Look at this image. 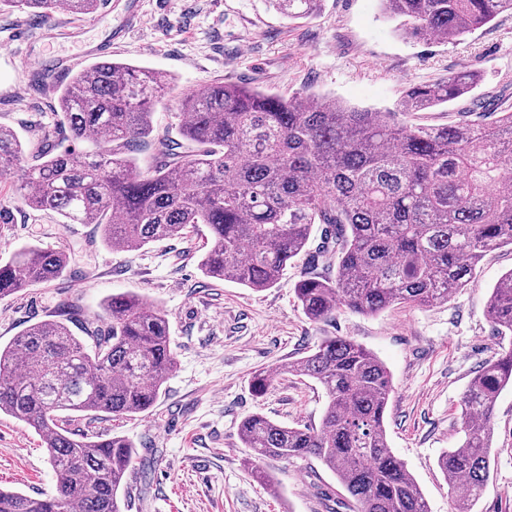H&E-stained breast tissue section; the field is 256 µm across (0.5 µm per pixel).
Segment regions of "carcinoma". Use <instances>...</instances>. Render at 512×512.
Here are the masks:
<instances>
[{
  "instance_id": "obj_1",
  "label": "carcinoma",
  "mask_w": 512,
  "mask_h": 512,
  "mask_svg": "<svg viewBox=\"0 0 512 512\" xmlns=\"http://www.w3.org/2000/svg\"><path fill=\"white\" fill-rule=\"evenodd\" d=\"M98 2L0 0V9L79 18ZM274 2L295 20L311 16L319 0ZM381 2L405 35L448 42L512 14V0ZM477 81L478 72L463 67L406 88L385 111L213 82L181 93L182 145L152 136L155 108L171 91L166 74L96 61L57 86L69 138L92 149L55 153L42 145L29 158L19 134L0 125V185L16 168L25 171L0 196V223L25 207L56 212L67 224L98 226L105 245L121 252L169 239L191 243L203 225L202 274L257 292L305 256L294 294L313 323L342 309L374 315L444 303L473 281L486 253L512 246V106L485 102L489 121L414 122ZM142 144L155 151L145 171L130 156ZM316 226L320 242L309 252ZM71 262L65 249L18 248L0 262V300L61 278ZM333 265L334 277L314 271ZM488 317L498 335H512V270L492 288ZM87 334L91 348L64 322L44 320L0 345V413L42 438L56 476L55 492L40 497L0 489V512H122L127 473L147 474L130 438L104 439L77 424L155 405L178 366L167 314L136 293L114 294ZM284 370L320 383L328 405L317 428L258 413L243 418L239 436L258 482L273 486L259 466L266 459L313 457L336 475L353 512H429L389 448L393 380L377 355L348 336H325ZM271 381L269 371H256L254 393ZM509 386L512 343L470 380L461 401L464 438L438 457L455 512H472L490 479L494 405Z\"/></svg>"
}]
</instances>
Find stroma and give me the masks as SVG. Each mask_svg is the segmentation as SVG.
Instances as JSON below:
<instances>
[{"instance_id":"obj_1","label":"stroma","mask_w":512,"mask_h":512,"mask_svg":"<svg viewBox=\"0 0 512 512\" xmlns=\"http://www.w3.org/2000/svg\"><path fill=\"white\" fill-rule=\"evenodd\" d=\"M100 46L109 59L173 78L172 92L153 116L155 133L172 138L181 91L214 81L285 96L303 91L383 111L394 108L409 85L464 66L475 69L480 81L466 99L420 113L431 125L459 121L464 109L492 95L512 99L507 13L446 42L407 37L380 0H319L313 16L295 21L272 0H103L78 20L0 12V125L15 129L27 151L45 140L42 131H49L53 145L65 136L54 115V86L62 77L52 75L50 87L37 89L32 60L71 59ZM29 244L67 249L74 261L65 277L0 301V344L56 318L65 303L79 312L70 330L83 336L116 293H138L168 315L178 367L156 404L135 417L104 416L90 426L98 434L128 436L151 460L148 475L127 476L128 512H346L338 505L344 493L335 475L316 459L264 461L274 485L256 482L247 469L250 451L238 436L241 420L252 413L293 427L320 425L324 388L283 367L323 336L351 337L386 364L394 385L386 413L389 446L430 512H453L454 496L437 460L463 438L461 397L498 348L487 305L495 283L512 270L511 246L487 253L474 282L448 302L394 306L376 315L346 310L316 324L294 295L300 263L274 287L256 292L205 279L199 252L182 241L113 252L96 225L15 210L12 223H0V258ZM262 368L273 370L274 380L259 396L251 379ZM491 468L474 512H512L511 387L495 403ZM54 486L40 437L0 414V487L34 496Z\"/></svg>"}]
</instances>
